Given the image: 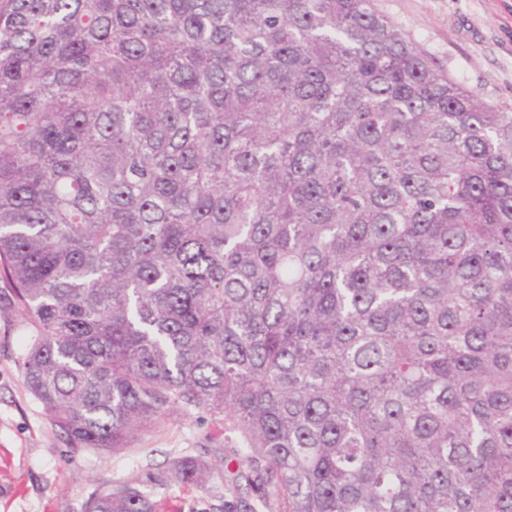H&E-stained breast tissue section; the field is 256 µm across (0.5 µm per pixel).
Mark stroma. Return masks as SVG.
I'll return each mask as SVG.
<instances>
[{
	"label": "stroma",
	"mask_w": 512,
	"mask_h": 512,
	"mask_svg": "<svg viewBox=\"0 0 512 512\" xmlns=\"http://www.w3.org/2000/svg\"><path fill=\"white\" fill-rule=\"evenodd\" d=\"M378 6L454 77L512 111V0H378ZM33 325L0 299V512H85L89 500L145 468L192 456L211 467L205 486L160 490L162 512H270L224 419L171 410L116 453L71 449L28 390L18 362Z\"/></svg>",
	"instance_id": "35a3bbf8"
}]
</instances>
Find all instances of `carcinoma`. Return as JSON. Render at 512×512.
<instances>
[{
	"instance_id": "obj_1",
	"label": "carcinoma",
	"mask_w": 512,
	"mask_h": 512,
	"mask_svg": "<svg viewBox=\"0 0 512 512\" xmlns=\"http://www.w3.org/2000/svg\"><path fill=\"white\" fill-rule=\"evenodd\" d=\"M0 280L75 448L202 408L274 512H512V112L377 0H0Z\"/></svg>"
}]
</instances>
